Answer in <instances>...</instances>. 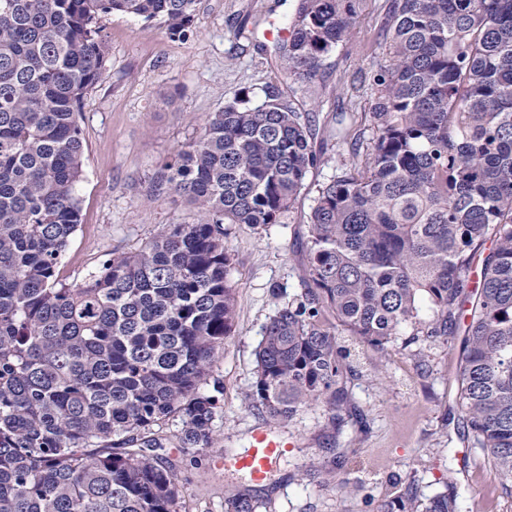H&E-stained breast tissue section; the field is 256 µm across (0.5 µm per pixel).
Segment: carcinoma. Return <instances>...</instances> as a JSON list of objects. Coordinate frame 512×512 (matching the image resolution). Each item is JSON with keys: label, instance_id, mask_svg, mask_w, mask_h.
I'll list each match as a JSON object with an SVG mask.
<instances>
[{"label": "carcinoma", "instance_id": "cac0c4a2", "mask_svg": "<svg viewBox=\"0 0 512 512\" xmlns=\"http://www.w3.org/2000/svg\"><path fill=\"white\" fill-rule=\"evenodd\" d=\"M197 0H0V512H180L154 427L212 445L223 387L205 391L233 336L226 224H280L319 159L316 128L273 83L211 113L155 181L198 209L69 286L58 263L80 224L78 123L105 71L98 20L119 12L184 37ZM359 0H300L281 45L288 89L310 98ZM373 72L371 137L337 113L336 142L367 144L317 189L307 284L263 328L249 404L273 424L347 409L349 336L380 352L406 333L463 329L461 412L512 493V0H392ZM476 287L464 282L477 251ZM335 314L336 324L324 313ZM240 492L224 512H256ZM379 512H462L391 485Z\"/></svg>", "mask_w": 512, "mask_h": 512}]
</instances>
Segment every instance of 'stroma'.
<instances>
[{
	"mask_svg": "<svg viewBox=\"0 0 512 512\" xmlns=\"http://www.w3.org/2000/svg\"><path fill=\"white\" fill-rule=\"evenodd\" d=\"M391 0H360L351 39L327 55L317 77V102L293 99L316 117L321 142L307 189L282 223L265 231L230 224L224 243L233 256L235 335L208 377L223 386L206 452L180 447L179 420L165 421L161 455L183 488L181 512H224L234 489L258 502L257 512H378L388 480L400 479L419 499L449 491L478 512H512L506 492L481 449L464 438L458 404L460 334L434 340L398 337L385 353L343 338L350 349L344 374L350 410L332 424L324 405L301 408L272 435L288 453L261 482L233 464L263 426L244 401L254 382V350L276 310L274 286H306L308 214L319 186L332 180L349 148L329 131L337 112L368 124L369 79L382 61ZM299 0H197L191 32L170 36L157 22L108 14L99 20L105 72L82 99L81 224L61 257L60 276L74 285L96 273L112 254L135 252L171 224L193 222L194 209L167 193H152L159 166L197 137L209 113L241 91L260 101L262 87L286 80L280 39ZM363 478V489L337 483Z\"/></svg>",
	"mask_w": 512,
	"mask_h": 512,
	"instance_id": "stroma-1",
	"label": "stroma"
}]
</instances>
